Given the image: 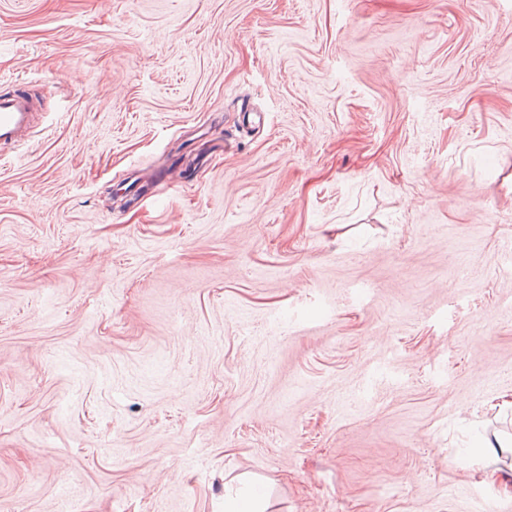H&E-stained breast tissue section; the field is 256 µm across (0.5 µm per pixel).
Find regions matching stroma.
Instances as JSON below:
<instances>
[{"instance_id": "35a3bbf8", "label": "stroma", "mask_w": 512, "mask_h": 512, "mask_svg": "<svg viewBox=\"0 0 512 512\" xmlns=\"http://www.w3.org/2000/svg\"><path fill=\"white\" fill-rule=\"evenodd\" d=\"M0 512H512V0H0ZM34 111V103L24 91L0 96V155L36 133ZM264 497L257 493L224 499V512H265Z\"/></svg>"}]
</instances>
